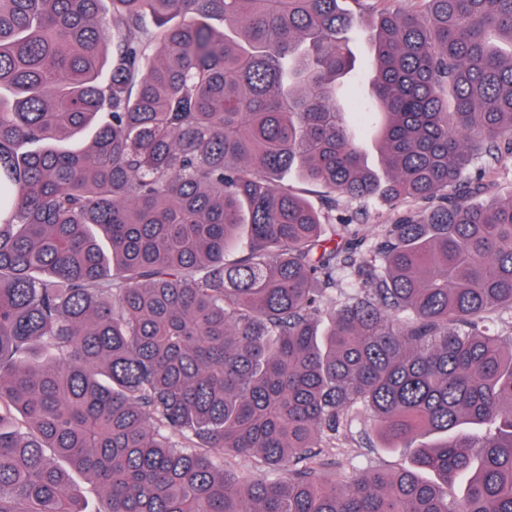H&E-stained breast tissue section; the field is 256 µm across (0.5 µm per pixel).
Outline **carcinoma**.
<instances>
[{"instance_id": "1", "label": "carcinoma", "mask_w": 512, "mask_h": 512, "mask_svg": "<svg viewBox=\"0 0 512 512\" xmlns=\"http://www.w3.org/2000/svg\"><path fill=\"white\" fill-rule=\"evenodd\" d=\"M104 2L0 0V512H512V0H376L361 69L345 0ZM359 407L412 466L343 488ZM333 215L336 218V224L341 220L350 218L351 215L356 216V224H360L366 239L371 240L379 231L377 224L389 223L392 210L388 202L375 198L362 204L354 203L344 210H336Z\"/></svg>"}]
</instances>
